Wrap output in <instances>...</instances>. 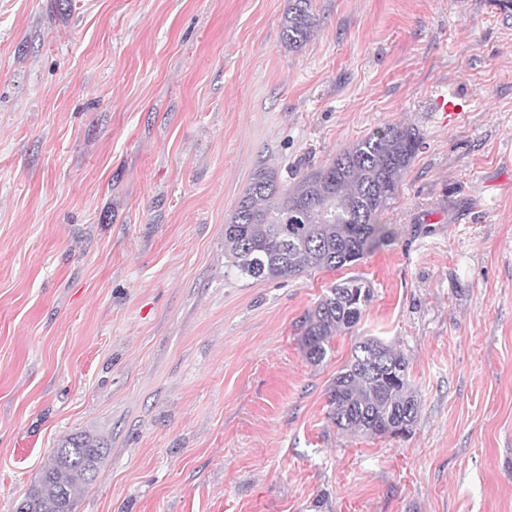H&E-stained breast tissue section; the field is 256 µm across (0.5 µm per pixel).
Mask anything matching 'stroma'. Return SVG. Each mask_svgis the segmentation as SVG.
<instances>
[{"mask_svg": "<svg viewBox=\"0 0 512 512\" xmlns=\"http://www.w3.org/2000/svg\"><path fill=\"white\" fill-rule=\"evenodd\" d=\"M0 0V512L53 448L108 453L76 512H512V0ZM460 98L445 120L438 95ZM392 123L423 145L391 245L237 277L224 226ZM374 299L310 364L333 282ZM408 358L404 438L337 431L354 341ZM290 2L282 23V39L288 47L296 48L308 40L317 26V19L311 11V0Z\"/></svg>", "mask_w": 512, "mask_h": 512, "instance_id": "obj_1", "label": "stroma"}]
</instances>
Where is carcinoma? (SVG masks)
<instances>
[{
    "mask_svg": "<svg viewBox=\"0 0 512 512\" xmlns=\"http://www.w3.org/2000/svg\"><path fill=\"white\" fill-rule=\"evenodd\" d=\"M316 26L311 0H290L284 43L302 45ZM421 146L416 129L389 124L290 185L276 169L258 167L224 225L232 268L256 280L296 277L350 267L388 246L394 231L382 216ZM373 297L370 282L359 275L329 286L300 325L305 358L323 363L334 337L358 324ZM328 403L339 430L369 438L409 434L418 399L410 388L407 358L377 337H361L333 379ZM106 454L91 436L63 440L22 499L25 512H76L78 489L97 477Z\"/></svg>",
    "mask_w": 512,
    "mask_h": 512,
    "instance_id": "cac0c4a2",
    "label": "carcinoma"
}]
</instances>
